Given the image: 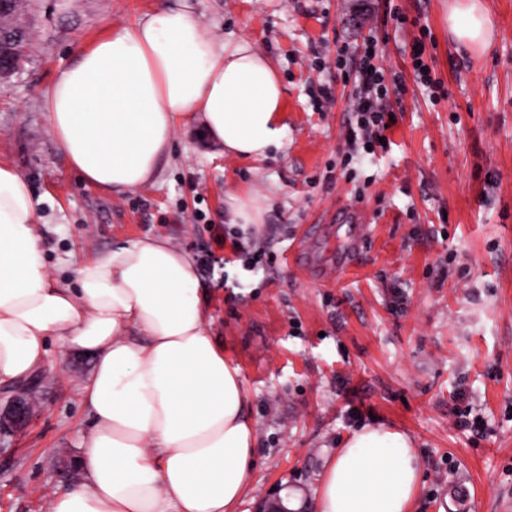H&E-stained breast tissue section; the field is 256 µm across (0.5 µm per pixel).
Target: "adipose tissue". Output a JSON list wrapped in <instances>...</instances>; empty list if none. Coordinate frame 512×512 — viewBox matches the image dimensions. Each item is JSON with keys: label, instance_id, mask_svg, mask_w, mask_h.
<instances>
[{"label": "adipose tissue", "instance_id": "obj_1", "mask_svg": "<svg viewBox=\"0 0 512 512\" xmlns=\"http://www.w3.org/2000/svg\"><path fill=\"white\" fill-rule=\"evenodd\" d=\"M485 0H450L448 36L491 44ZM70 168L109 193L153 182L179 127L201 118L230 156L267 158L288 127L271 60L217 43L185 9L154 10L83 49L45 102ZM37 202L0 164V387L47 364L48 346L90 354L80 385L92 425L82 480L48 512H236L252 480L256 430L238 366L211 337L189 256L146 235L83 257L76 285L47 268ZM420 470L410 437L363 426L325 468L317 512H410Z\"/></svg>", "mask_w": 512, "mask_h": 512}]
</instances>
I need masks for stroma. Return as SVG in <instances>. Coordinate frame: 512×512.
I'll list each match as a JSON object with an SVG mask.
<instances>
[{
  "mask_svg": "<svg viewBox=\"0 0 512 512\" xmlns=\"http://www.w3.org/2000/svg\"><path fill=\"white\" fill-rule=\"evenodd\" d=\"M487 5L493 42L474 55L448 39V0H31L32 46L0 81V163L40 200L46 263L66 287L70 258L146 234L215 257L196 273L199 294L251 393L257 432L238 512L275 486L315 512L327 459L371 423L415 443L412 512L512 503V0ZM161 6L192 11L216 41L249 39L274 62L288 136L255 160L225 155L199 126L178 129L159 177L115 196L71 172L45 98L77 48ZM370 35L407 91L388 101L387 146L347 165L351 89L336 55ZM419 44L443 95L415 78ZM325 82L330 105L317 98ZM231 196L265 199L260 224L244 233L225 223ZM355 236L361 248L338 274ZM240 242L263 251L259 264L240 260ZM50 358L31 379L30 421L0 435V512H47V495L82 478L79 383L92 359L55 349ZM465 406L485 431L456 426Z\"/></svg>",
  "mask_w": 512,
  "mask_h": 512,
  "instance_id": "1",
  "label": "stroma"
}]
</instances>
